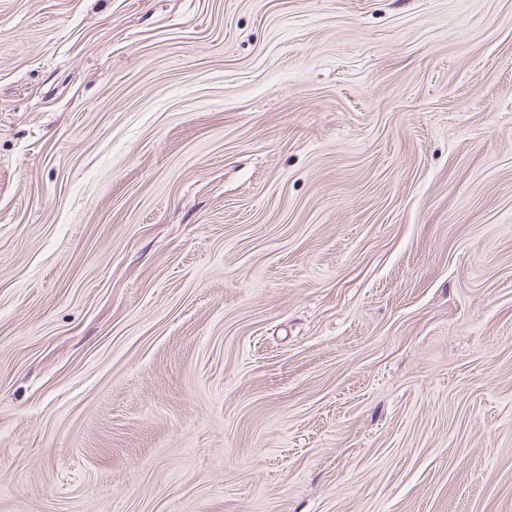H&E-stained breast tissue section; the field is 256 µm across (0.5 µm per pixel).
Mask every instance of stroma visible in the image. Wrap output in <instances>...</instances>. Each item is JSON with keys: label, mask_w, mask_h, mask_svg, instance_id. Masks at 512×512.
I'll list each match as a JSON object with an SVG mask.
<instances>
[{"label": "stroma", "mask_w": 512, "mask_h": 512, "mask_svg": "<svg viewBox=\"0 0 512 512\" xmlns=\"http://www.w3.org/2000/svg\"><path fill=\"white\" fill-rule=\"evenodd\" d=\"M0 512H512V0H0Z\"/></svg>", "instance_id": "obj_1"}]
</instances>
